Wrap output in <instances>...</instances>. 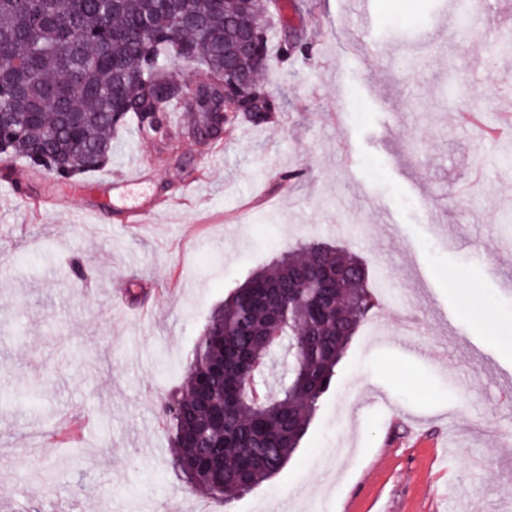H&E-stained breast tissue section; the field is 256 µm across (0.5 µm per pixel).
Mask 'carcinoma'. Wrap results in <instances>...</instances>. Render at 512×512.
I'll return each instance as SVG.
<instances>
[{"label":"carcinoma","instance_id":"cac0c4a2","mask_svg":"<svg viewBox=\"0 0 512 512\" xmlns=\"http://www.w3.org/2000/svg\"><path fill=\"white\" fill-rule=\"evenodd\" d=\"M273 0H0V130L13 161L34 146L57 159L56 176L82 181L112 156V133L145 128L140 103L167 82L168 58L192 56L216 81L236 52L234 23L263 22ZM260 106L242 119L264 124L277 96L253 80L241 96ZM202 113L182 111L190 139ZM366 267L342 249L308 241L281 253L224 298L209 317L180 389L160 402L171 460L186 486L224 504L277 474L308 432L320 397L378 298ZM281 346L266 342L273 321ZM283 371L263 403L247 382L255 361Z\"/></svg>","mask_w":512,"mask_h":512}]
</instances>
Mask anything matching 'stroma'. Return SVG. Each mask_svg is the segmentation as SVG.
Returning <instances> with one entry per match:
<instances>
[{
	"label": "stroma",
	"mask_w": 512,
	"mask_h": 512,
	"mask_svg": "<svg viewBox=\"0 0 512 512\" xmlns=\"http://www.w3.org/2000/svg\"><path fill=\"white\" fill-rule=\"evenodd\" d=\"M372 4L367 22L351 0L271 8L266 124L128 127L108 184L64 208L57 183L0 186V512H193L157 403L211 309L313 238L422 324L365 321L288 464L227 512H512V134L453 120L512 107V0H483L466 40L474 0ZM135 156L141 182L113 190Z\"/></svg>",
	"instance_id": "1"
}]
</instances>
